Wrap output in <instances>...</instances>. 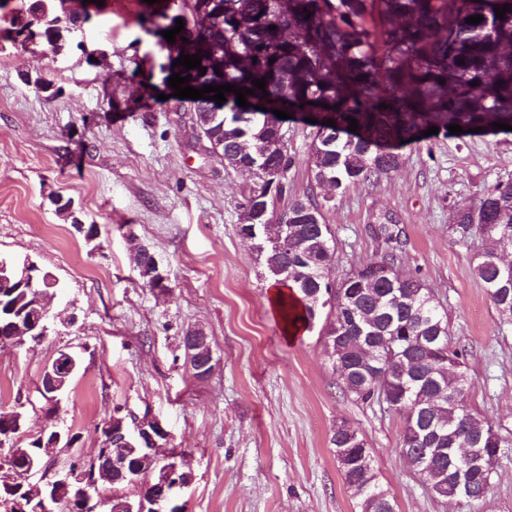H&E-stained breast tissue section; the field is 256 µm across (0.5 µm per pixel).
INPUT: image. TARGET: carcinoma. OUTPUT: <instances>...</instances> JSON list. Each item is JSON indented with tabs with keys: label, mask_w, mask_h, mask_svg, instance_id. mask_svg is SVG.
Instances as JSON below:
<instances>
[{
	"label": "carcinoma",
	"mask_w": 512,
	"mask_h": 512,
	"mask_svg": "<svg viewBox=\"0 0 512 512\" xmlns=\"http://www.w3.org/2000/svg\"><path fill=\"white\" fill-rule=\"evenodd\" d=\"M222 17L205 23L194 19L190 0H178L172 15L147 6L141 20L158 36L182 19L176 34L178 54L186 44L211 41L222 51V72H212V85L246 87L245 95L266 107L242 111L236 95L225 94L224 108L201 112L204 139L219 157L232 154L246 163L259 156L289 171L297 156L284 151L265 155L267 131L282 110L309 124L313 138L307 165L316 186L330 183L344 192L356 183H376L402 164L398 149L423 131H444L457 124L481 128L483 135L510 134L493 123L512 126V0H222ZM67 0H31L42 40L59 53L81 19L68 14ZM509 5L500 19L495 8ZM311 16H306V13ZM481 15L470 24L467 18ZM249 26L240 29V22ZM188 43H183V39ZM464 64H458V61ZM265 79V90L252 80ZM388 105L384 109L381 104ZM358 128L348 131L349 118ZM335 125L325 124L327 119ZM288 200V214L313 211L318 221L296 223L281 247L263 252L271 275L286 268L290 294L281 310L294 324H312L324 301L334 302V319L325 333L332 371L346 397L386 405L402 417L399 451L410 470L425 480L430 492L447 501L475 506L488 492L499 437L490 443L493 426L465 402L468 376L452 346L448 316L417 277L400 275L395 248L376 262L353 270L341 282L332 277L336 239L322 213L323 204L288 192L283 176L276 196ZM491 226L493 246L477 254L473 267L499 317L512 321V265L501 252L512 248V180L497 182L476 207L450 214L449 227L461 239L479 236V225ZM143 283L151 281L153 257L131 255ZM25 264L8 262L0 270V313L28 327L36 315L35 289L21 284ZM335 449L349 453L340 468L345 484L358 499L359 512H397L396 503L374 473L371 449L357 429L340 423L331 437ZM127 467L155 482L159 465L137 447L114 448ZM78 487L62 483L49 512H77Z\"/></svg>",
	"instance_id": "cac0c4a2"
}]
</instances>
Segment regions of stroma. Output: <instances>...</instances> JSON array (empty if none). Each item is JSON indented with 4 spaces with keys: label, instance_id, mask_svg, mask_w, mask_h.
I'll return each instance as SVG.
<instances>
[{
    "label": "stroma",
    "instance_id": "obj_1",
    "mask_svg": "<svg viewBox=\"0 0 512 512\" xmlns=\"http://www.w3.org/2000/svg\"><path fill=\"white\" fill-rule=\"evenodd\" d=\"M19 5L0 9V253L51 272L64 286L54 311L78 314L40 342L0 347V412L24 413L21 446L45 423L41 377L67 348L83 365L57 425L77 442L56 450L53 471L89 462L102 445L98 425L118 408L159 418L170 432L167 452L183 454L194 473L179 495L184 512H358L331 444L343 421L367 440L398 512H512V322L472 273L483 240L448 229L450 208L475 206L512 179V135H429L401 148L396 173L351 186L323 210L338 280L378 260L375 230L397 215L398 268L447 312L467 402L509 442L483 502L452 506L406 466L401 416L342 395L326 312L285 334L272 278L239 235L245 178L209 154L190 113L149 90L162 82L167 52L140 23L143 0H91L89 20L57 54L7 38ZM36 76L51 81L55 99L35 90ZM55 195L99 226L96 240L56 214ZM135 242L168 272L169 294L144 286L130 261ZM192 327L204 330L216 360L203 380L181 346Z\"/></svg>",
    "mask_w": 512,
    "mask_h": 512
}]
</instances>
